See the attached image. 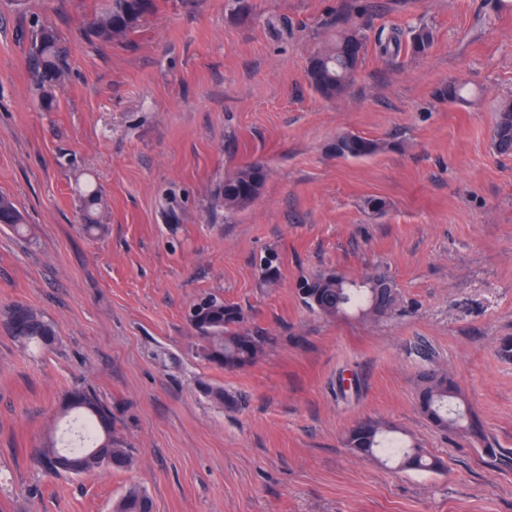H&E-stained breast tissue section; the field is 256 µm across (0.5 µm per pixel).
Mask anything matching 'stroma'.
Instances as JSON below:
<instances>
[{
  "instance_id": "35a3bbf8",
  "label": "stroma",
  "mask_w": 512,
  "mask_h": 512,
  "mask_svg": "<svg viewBox=\"0 0 512 512\" xmlns=\"http://www.w3.org/2000/svg\"><path fill=\"white\" fill-rule=\"evenodd\" d=\"M105 0H0V194L26 232L0 228V305L21 302L59 342L0 329V512H110L131 483L154 512H512V156L491 132L512 100V0H155L126 44L78 34ZM70 50L57 107L38 110L35 23ZM421 56L377 38L419 24ZM342 28L368 36L345 95L307 82ZM459 80L467 103L438 97ZM384 141L339 159L337 133ZM262 194L214 209L237 167ZM94 183L109 233L90 238L79 196ZM385 198L383 212L368 198ZM281 257L273 281L258 260ZM382 264L403 302L391 317L327 319L296 284ZM240 307L267 344L253 365L210 363L185 319L198 295ZM447 370L504 452L436 430L419 375ZM94 388L131 444L130 469L71 476L37 451L66 393ZM223 388L232 406L206 388ZM376 417L420 440L446 472L353 455L347 428ZM266 173L256 163H248L238 167L224 178L213 196V207L233 213L245 208L256 200L264 187Z\"/></svg>"
}]
</instances>
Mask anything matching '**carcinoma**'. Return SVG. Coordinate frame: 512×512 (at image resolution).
Instances as JSON below:
<instances>
[{"instance_id":"carcinoma-1","label":"carcinoma","mask_w":512,"mask_h":512,"mask_svg":"<svg viewBox=\"0 0 512 512\" xmlns=\"http://www.w3.org/2000/svg\"><path fill=\"white\" fill-rule=\"evenodd\" d=\"M155 8L154 0H108L100 11L81 27V35L91 40L122 44ZM433 42L432 31L420 25L409 32L407 40L393 34L381 44L383 51L406 50L413 56L425 54ZM356 44L359 53L348 51ZM366 36L358 30L346 29L336 35L334 43L312 56L307 69L310 87L323 98L334 100L344 95L352 76L362 63ZM29 67L34 78L35 106L49 112L64 88L69 70L68 51L61 45L55 31L45 25L37 27L32 36ZM450 103L465 100V86L450 82L438 90ZM491 144L496 153L512 155V100L501 102L498 118L492 129ZM385 145L355 133H341L328 145L330 153L341 159H363L381 152ZM266 173L256 163L238 167L224 178L213 196V207L233 213L256 200L264 187ZM108 206L99 190L89 184L82 194L80 221L87 235L97 237L106 230ZM25 220L12 199L0 195V225L15 233L24 230ZM298 293L306 307L324 317L336 318L349 312L367 320L391 316L400 304V294L387 270L374 266L358 279H349L337 272L318 273L301 280ZM188 321L202 342L204 357L228 370L240 369L258 360L265 350L264 337L243 328V311L214 295L193 301L188 308ZM0 326L17 342L42 347L58 340L53 322L37 309L15 302L0 308ZM417 403L423 417L442 431L457 432L477 444L483 454L495 461L501 449L483 431L470 409L465 395L446 371L430 368L420 375ZM64 412L78 423L77 443L60 444L57 440L43 446L39 459L49 470L75 475H88L112 468H128L134 454L128 442L112 425L111 409L89 389L75 390L63 400ZM344 445L359 457L384 456L402 470L442 473L444 460L430 455L415 442L390 436V427L383 421L364 417L345 433ZM152 498L142 487L132 485L113 501L111 512H153Z\"/></svg>"}]
</instances>
